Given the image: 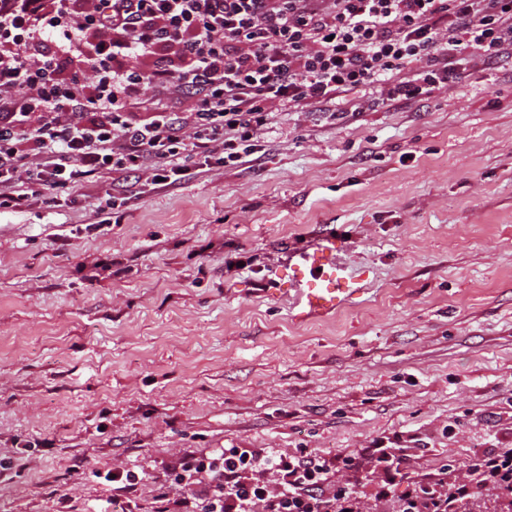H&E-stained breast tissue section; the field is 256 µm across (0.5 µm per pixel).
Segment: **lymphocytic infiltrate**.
<instances>
[{
  "mask_svg": "<svg viewBox=\"0 0 512 512\" xmlns=\"http://www.w3.org/2000/svg\"><path fill=\"white\" fill-rule=\"evenodd\" d=\"M460 47L512 48V0H0V208L104 174L157 189L196 157L241 163L272 113L376 82L421 96L448 66L394 74ZM148 84L194 94L190 133L159 107L133 117ZM328 481L315 458L220 448L180 459L160 512H336Z\"/></svg>",
  "mask_w": 512,
  "mask_h": 512,
  "instance_id": "obj_1",
  "label": "lymphocytic infiltrate"
}]
</instances>
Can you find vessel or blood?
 <instances>
[{"label": "vessel or blood", "instance_id": "vessel-or-blood-1", "mask_svg": "<svg viewBox=\"0 0 512 512\" xmlns=\"http://www.w3.org/2000/svg\"><path fill=\"white\" fill-rule=\"evenodd\" d=\"M301 316H327L359 295L364 284L336 257L334 240L319 243L291 267Z\"/></svg>", "mask_w": 512, "mask_h": 512}]
</instances>
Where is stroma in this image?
<instances>
[{
  "instance_id": "35a3bbf8",
  "label": "stroma",
  "mask_w": 512,
  "mask_h": 512,
  "mask_svg": "<svg viewBox=\"0 0 512 512\" xmlns=\"http://www.w3.org/2000/svg\"><path fill=\"white\" fill-rule=\"evenodd\" d=\"M452 69L276 113L236 166L145 195L130 173L112 218L107 178L0 211V512H157L218 448L315 454L358 512L493 486L458 466L512 450V53ZM327 236L365 290L303 317L276 273ZM450 69L448 62L443 66H436L432 69L417 74L414 80L398 81L388 84L387 95L391 98H413L426 94L437 86L448 81ZM115 478H111L109 473L105 475L104 479L108 482H112V496L121 497L123 495H127L135 491V487L139 480H141L140 475L133 468H123L117 470L115 473ZM436 486L439 487H422L420 490L421 494L414 499L413 505H411L410 508L415 509L414 512H430L429 504L431 502H439L444 499L449 502L455 498L454 490L452 488L447 487L442 483H437Z\"/></svg>"
}]
</instances>
